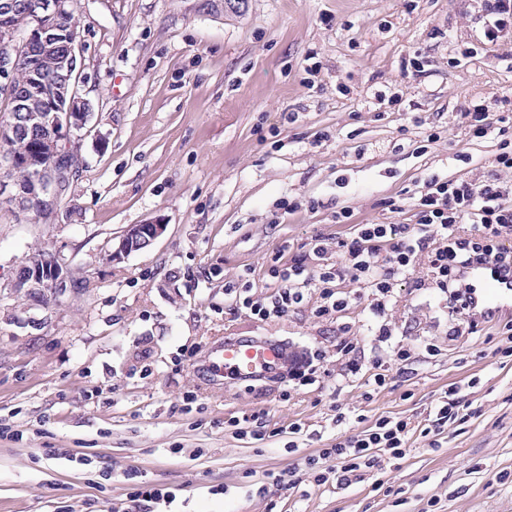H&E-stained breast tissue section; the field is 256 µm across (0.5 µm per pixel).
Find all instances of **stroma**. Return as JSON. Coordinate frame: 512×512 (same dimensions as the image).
I'll list each match as a JSON object with an SVG mask.
<instances>
[{
	"instance_id": "stroma-1",
	"label": "stroma",
	"mask_w": 512,
	"mask_h": 512,
	"mask_svg": "<svg viewBox=\"0 0 512 512\" xmlns=\"http://www.w3.org/2000/svg\"><path fill=\"white\" fill-rule=\"evenodd\" d=\"M494 0H78L90 133L55 209L34 220L0 206V512H140L132 473L173 501L153 512H512V357L494 350L503 317L459 334L447 302L400 283L394 340L435 356L392 368L366 396L213 379L209 352L232 336L318 351L382 349L363 307L316 317L317 291L282 318L235 309L226 287L271 294L276 255L328 250L349 225L415 223L411 197L433 177L481 182L500 139L471 138L463 114H512V37L489 42ZM396 103H389V96ZM405 199L402 213L384 203ZM349 212L348 224L336 221ZM166 230L114 261L132 224ZM90 287L30 296L9 283L36 249ZM347 333H340V326ZM457 385L472 418L424 434L427 410ZM409 418L417 432L385 489L317 485L300 468L335 437ZM264 414L278 436L239 438L227 422ZM302 433L288 434L292 423ZM221 494H214V487Z\"/></svg>"
}]
</instances>
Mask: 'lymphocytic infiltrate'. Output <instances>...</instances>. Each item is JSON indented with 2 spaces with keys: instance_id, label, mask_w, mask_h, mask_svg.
I'll return each mask as SVG.
<instances>
[{
  "instance_id": "f902f5d3",
  "label": "lymphocytic infiltrate",
  "mask_w": 512,
  "mask_h": 512,
  "mask_svg": "<svg viewBox=\"0 0 512 512\" xmlns=\"http://www.w3.org/2000/svg\"><path fill=\"white\" fill-rule=\"evenodd\" d=\"M469 134L483 138L498 128L502 140L496 157L498 166L512 170V141L507 127H496L485 104L474 105L465 115ZM512 186L494 180L474 184L465 180L434 178L415 198L417 220L412 224H357L352 232L337 239L339 262L328 261L321 239H314L309 253L293 255L288 264L271 265L269 273L278 281L276 292L265 300L253 299L249 287L235 291V304L260 321L284 316L300 304L305 291L317 290L320 303L315 314L329 318L367 304L368 318L380 325L379 333L390 338L386 311L395 297L397 282L416 271L419 259L427 261V285L447 296L448 308L464 314L469 300L458 286L459 265L478 260L486 263H512V250L503 241L512 240V205L507 198ZM355 282V290L344 292L339 284ZM347 361L336 372V387L344 389L354 379L365 385L384 387L391 364L410 360L412 348L396 343L390 357H365L356 346H338ZM414 431L409 419L381 417L355 433L337 437L334 443L305 457L304 466L312 471L317 484L343 485L355 480H370L372 488L383 485L381 476L398 467L408 452Z\"/></svg>"
}]
</instances>
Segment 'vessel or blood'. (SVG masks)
Wrapping results in <instances>:
<instances>
[{"mask_svg":"<svg viewBox=\"0 0 512 512\" xmlns=\"http://www.w3.org/2000/svg\"><path fill=\"white\" fill-rule=\"evenodd\" d=\"M468 288L471 311L500 315L512 310V267L475 264L461 273ZM297 357L283 341L237 336L214 348L210 368L227 382H259L282 374L294 366Z\"/></svg>","mask_w":512,"mask_h":512,"instance_id":"obj_1","label":"vessel or blood"}]
</instances>
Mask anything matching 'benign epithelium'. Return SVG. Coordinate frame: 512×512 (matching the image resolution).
<instances>
[{"mask_svg": "<svg viewBox=\"0 0 512 512\" xmlns=\"http://www.w3.org/2000/svg\"><path fill=\"white\" fill-rule=\"evenodd\" d=\"M70 0H32L29 5L31 25L24 31L0 24V93L11 104L0 114V138L14 133L20 119H37L39 132L32 155L24 160L0 154V202L16 203L24 213L31 208L53 209L61 197L62 187L70 182L74 170L60 169L62 157L78 156L80 133L89 116L87 100L79 88L81 64L78 63L76 36H69L59 27L69 14ZM38 43L45 52L43 59L52 61V74L43 65L31 66L28 82L16 84L13 75L19 62L26 58L32 44ZM65 52L57 54L59 45ZM39 102L42 114L29 115V103ZM26 168L23 183L13 181L11 172ZM157 221L132 224L112 248L111 257L127 256L150 247L165 231ZM11 287L36 288L52 295H62L69 288L67 262L57 253L47 252L29 261L28 271L16 276Z\"/></svg>", "mask_w": 512, "mask_h": 512, "instance_id": "1", "label": "benign epithelium"}]
</instances>
